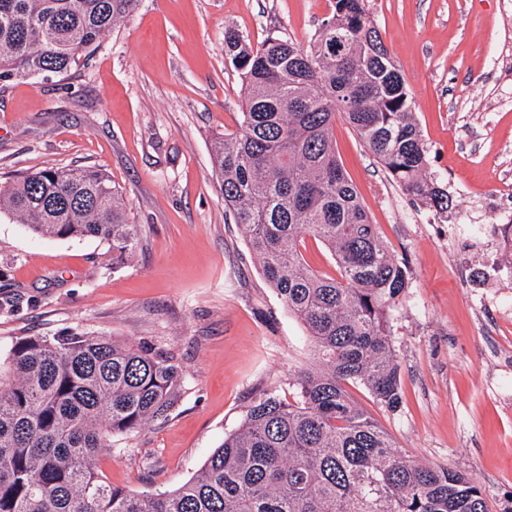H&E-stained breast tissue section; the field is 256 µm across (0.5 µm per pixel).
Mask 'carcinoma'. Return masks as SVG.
Returning <instances> with one entry per match:
<instances>
[{"label":"carcinoma","mask_w":512,"mask_h":512,"mask_svg":"<svg viewBox=\"0 0 512 512\" xmlns=\"http://www.w3.org/2000/svg\"><path fill=\"white\" fill-rule=\"evenodd\" d=\"M138 2L0 0V82L68 70ZM366 2L329 0L305 45L270 38L254 48L224 29L241 119L214 138V169L225 211L308 332L317 364L289 383L293 400L259 394L189 480L137 494L112 486L97 456L113 437L169 416L176 358L83 331L23 338L0 359V512H493L479 484L409 455L348 390L359 385L379 407L400 409L390 316L411 272L348 178L336 122L412 200L440 215L452 209ZM2 213L39 237L101 238L114 261L138 246L122 192L93 166L0 184ZM308 238L338 275L308 264Z\"/></svg>","instance_id":"cac0c4a2"}]
</instances>
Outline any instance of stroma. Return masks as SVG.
<instances>
[{
    "mask_svg": "<svg viewBox=\"0 0 512 512\" xmlns=\"http://www.w3.org/2000/svg\"><path fill=\"white\" fill-rule=\"evenodd\" d=\"M401 70L429 169L458 207L413 202L344 124L336 148L411 284L391 317L402 406H371L417 459L466 472L512 512V0H367ZM328 0H140L63 75L0 83V183L46 167L104 169L139 245L112 261L94 237L43 239L0 217V354L71 329L175 356L170 416L113 438L108 481L155 494L191 478L251 400L312 363L304 326L224 213L211 138L238 128L240 79L224 29L252 46L308 42Z\"/></svg>",
    "mask_w": 512,
    "mask_h": 512,
    "instance_id": "1",
    "label": "stroma"
}]
</instances>
